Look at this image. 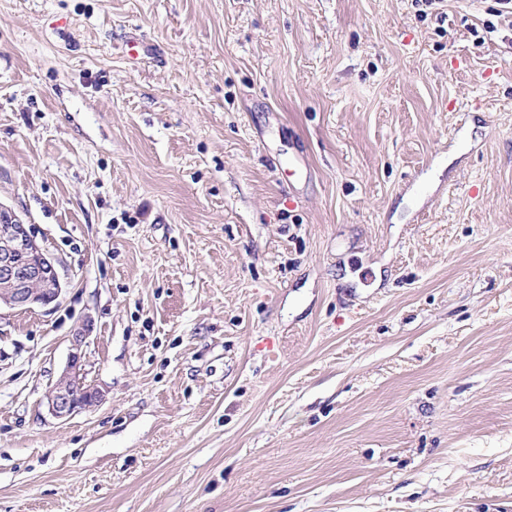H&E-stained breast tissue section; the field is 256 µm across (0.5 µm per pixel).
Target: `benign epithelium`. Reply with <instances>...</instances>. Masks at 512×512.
<instances>
[{"instance_id": "7a95c632", "label": "benign epithelium", "mask_w": 512, "mask_h": 512, "mask_svg": "<svg viewBox=\"0 0 512 512\" xmlns=\"http://www.w3.org/2000/svg\"><path fill=\"white\" fill-rule=\"evenodd\" d=\"M0 307L26 311L59 302L65 290L58 262L11 210L0 205ZM94 330L86 319L71 338L66 366L46 394L49 414L59 421L97 405L102 392L85 380L83 346Z\"/></svg>"}]
</instances>
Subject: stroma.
I'll list each match as a JSON object with an SVG mask.
<instances>
[{
	"instance_id": "35a3bbf8",
	"label": "stroma",
	"mask_w": 512,
	"mask_h": 512,
	"mask_svg": "<svg viewBox=\"0 0 512 512\" xmlns=\"http://www.w3.org/2000/svg\"><path fill=\"white\" fill-rule=\"evenodd\" d=\"M499 8L0 0V204L66 284L0 310V512H512ZM94 330L92 320H84L71 338L66 366L46 394V407L56 420L65 421L74 413L97 405L102 392L85 380L83 346Z\"/></svg>"
}]
</instances>
